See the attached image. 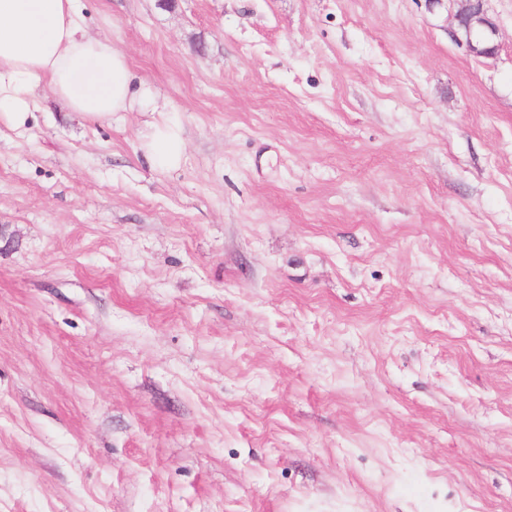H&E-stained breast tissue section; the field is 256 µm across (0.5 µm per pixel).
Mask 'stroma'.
Segmentation results:
<instances>
[{
	"label": "stroma",
	"instance_id": "stroma-1",
	"mask_svg": "<svg viewBox=\"0 0 512 512\" xmlns=\"http://www.w3.org/2000/svg\"><path fill=\"white\" fill-rule=\"evenodd\" d=\"M81 6L169 109L0 123V512H512V0ZM464 2L455 15L457 29L453 38L466 51L477 56L491 55L496 50L495 25L487 17L483 4L486 0H460ZM145 149L155 167L160 169L177 167L185 150L180 126L173 122L154 125L153 132L145 143Z\"/></svg>",
	"mask_w": 512,
	"mask_h": 512
}]
</instances>
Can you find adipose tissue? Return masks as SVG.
I'll list each match as a JSON object with an SVG mask.
<instances>
[{"instance_id":"adipose-tissue-1","label":"adipose tissue","mask_w":512,"mask_h":512,"mask_svg":"<svg viewBox=\"0 0 512 512\" xmlns=\"http://www.w3.org/2000/svg\"><path fill=\"white\" fill-rule=\"evenodd\" d=\"M82 21L79 0H0V122L26 128L43 82L93 121H111L136 104L167 111L148 89L133 91L124 53L111 39L87 34ZM145 149L155 167H177L185 150L180 126L154 125Z\"/></svg>"}]
</instances>
